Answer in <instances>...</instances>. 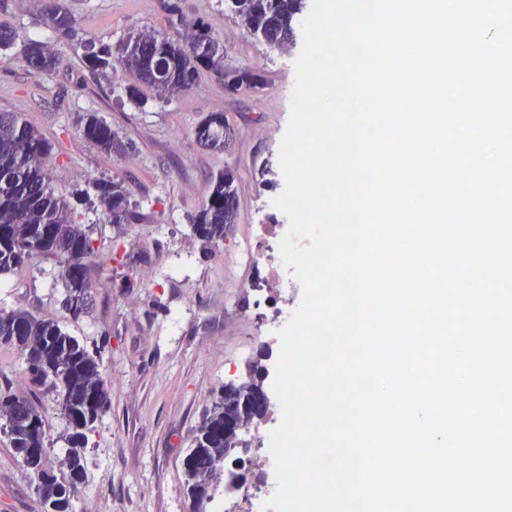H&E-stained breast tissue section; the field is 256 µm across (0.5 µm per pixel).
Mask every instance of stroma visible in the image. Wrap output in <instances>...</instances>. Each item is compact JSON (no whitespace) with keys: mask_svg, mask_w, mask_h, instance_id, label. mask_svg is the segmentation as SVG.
Returning a JSON list of instances; mask_svg holds the SVG:
<instances>
[{"mask_svg":"<svg viewBox=\"0 0 512 512\" xmlns=\"http://www.w3.org/2000/svg\"><path fill=\"white\" fill-rule=\"evenodd\" d=\"M167 0H66L76 34L60 38L36 0H0V25L53 45L59 56L47 73H31L21 43L0 51V112H17L54 146L53 186L88 225L100 259L91 271L95 305L76 319L62 305L55 280L60 265L41 257L0 275V307L27 309L54 320L88 349L100 350L112 381V407L89 435L87 469L74 512H188L183 469L195 427L220 388L258 366L272 390L279 341L267 335L273 297L263 265L232 260L251 225L288 223L274 206L286 186L281 141L297 85L295 62L304 45L302 23L293 43L272 49L247 36L224 0H178L186 19L204 18L223 41L225 65L248 66L262 86L227 93L209 71L188 92L163 97L121 70L89 67V45L118 47L132 32L152 30L175 39ZM97 113L128 143L119 158L82 136L79 116ZM223 114L233 130L224 151L201 147L197 122ZM237 175L238 211L219 246L203 248L190 219L224 168ZM123 182L137 214L131 224L108 223L84 191L93 180ZM121 249V260L110 259ZM49 436L47 465L63 473L65 424L55 396L41 395ZM0 512H40L34 484L0 434Z\"/></svg>","mask_w":512,"mask_h":512,"instance_id":"obj_1","label":"stroma"}]
</instances>
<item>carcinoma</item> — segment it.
Wrapping results in <instances>:
<instances>
[{
    "label": "carcinoma",
    "mask_w": 512,
    "mask_h": 512,
    "mask_svg": "<svg viewBox=\"0 0 512 512\" xmlns=\"http://www.w3.org/2000/svg\"><path fill=\"white\" fill-rule=\"evenodd\" d=\"M225 5L255 41L280 47L293 41L303 0H225ZM166 8L184 27L181 39L146 33L129 36L120 44L117 56L125 71L161 95L191 90L202 69L210 71L226 90L257 87L256 71L224 66V45L203 19L185 22L176 2ZM47 18L61 37L72 36L74 19L63 0H48ZM25 56L34 74L47 72L58 63L57 53L34 39L25 41ZM89 58L96 70L112 68V51L107 46L90 48ZM79 124L94 148L118 157L126 155L127 143L96 114L80 116ZM227 134L222 114H208L195 127L198 143L213 150L224 149ZM51 154L52 146L38 128L17 112H0V275L41 256L55 258L65 290L63 306L79 318L93 309L89 271L99 252L87 226L76 223L73 208L55 194ZM235 181L232 169L219 172L191 219L193 234L206 247L223 242L227 225L235 223ZM92 188L109 223L129 224L136 219L121 182L94 180ZM0 336L7 337L0 342V349L10 348L22 358L28 388L26 394L0 389V432L22 458L37 494L52 496L56 512H73L72 499L85 475L89 434L111 408L112 381L103 372L101 353L89 350L56 322L25 309L0 308ZM234 386L232 381L222 386L218 400L195 428L185 469L192 512H202L203 503L194 489L211 486L224 475V449L240 442V432L224 430V422L233 420L245 426L265 416V412L243 404ZM49 392L57 394L56 406L66 423L69 447L64 478L46 465L49 439L37 398Z\"/></svg>",
    "instance_id": "cac0c4a2"
}]
</instances>
